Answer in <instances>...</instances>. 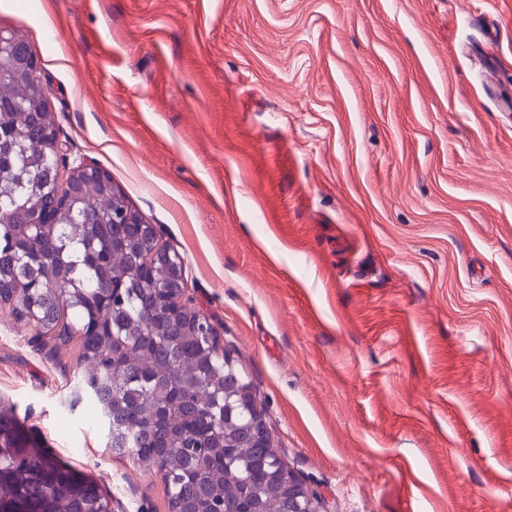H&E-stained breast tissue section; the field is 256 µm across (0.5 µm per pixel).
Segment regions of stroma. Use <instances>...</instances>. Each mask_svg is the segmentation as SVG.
<instances>
[{"label": "stroma", "instance_id": "stroma-1", "mask_svg": "<svg viewBox=\"0 0 512 512\" xmlns=\"http://www.w3.org/2000/svg\"><path fill=\"white\" fill-rule=\"evenodd\" d=\"M0 29L331 512H512V0H0ZM78 356L0 309L24 446L169 512L69 406ZM10 60L14 65V75L30 85H41L37 72L39 60L30 46L15 34L0 30V63Z\"/></svg>", "mask_w": 512, "mask_h": 512}]
</instances>
